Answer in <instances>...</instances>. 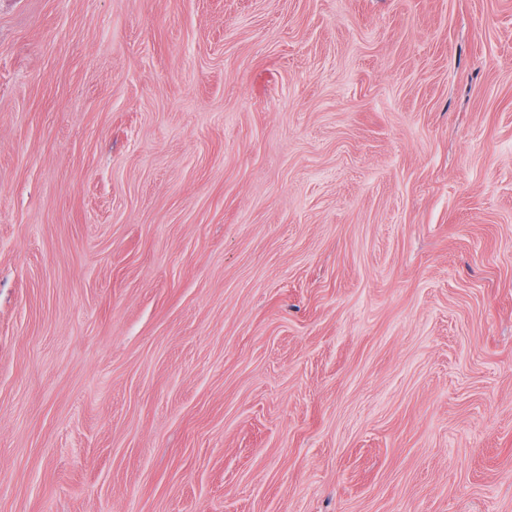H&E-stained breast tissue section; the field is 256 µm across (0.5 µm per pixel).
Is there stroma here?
<instances>
[{"mask_svg": "<svg viewBox=\"0 0 512 512\" xmlns=\"http://www.w3.org/2000/svg\"><path fill=\"white\" fill-rule=\"evenodd\" d=\"M0 512H512V0H0Z\"/></svg>", "mask_w": 512, "mask_h": 512, "instance_id": "1", "label": "stroma"}]
</instances>
